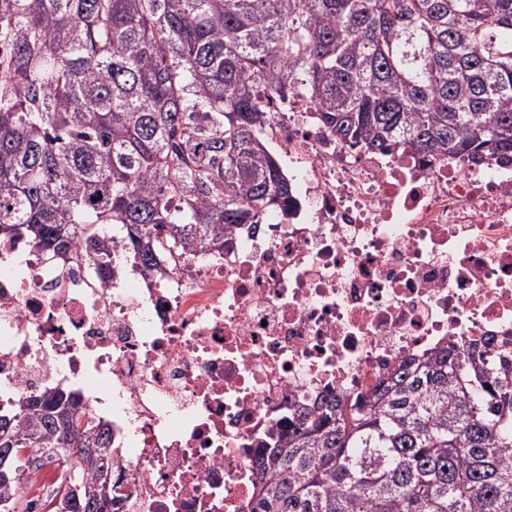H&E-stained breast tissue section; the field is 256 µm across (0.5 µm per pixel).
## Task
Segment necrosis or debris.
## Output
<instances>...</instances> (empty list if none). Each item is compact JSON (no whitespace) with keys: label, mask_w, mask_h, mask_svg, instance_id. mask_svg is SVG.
Wrapping results in <instances>:
<instances>
[{"label":"necrosis or debris","mask_w":512,"mask_h":512,"mask_svg":"<svg viewBox=\"0 0 512 512\" xmlns=\"http://www.w3.org/2000/svg\"><path fill=\"white\" fill-rule=\"evenodd\" d=\"M293 193L220 252L147 269L0 239V415L79 394L117 458L112 512H245L271 438L410 358L512 337V166L354 147L305 91L260 101Z\"/></svg>","instance_id":"1"}]
</instances>
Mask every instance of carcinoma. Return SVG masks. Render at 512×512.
Listing matches in <instances>:
<instances>
[{
	"instance_id": "carcinoma-1",
	"label": "carcinoma",
	"mask_w": 512,
	"mask_h": 512,
	"mask_svg": "<svg viewBox=\"0 0 512 512\" xmlns=\"http://www.w3.org/2000/svg\"><path fill=\"white\" fill-rule=\"evenodd\" d=\"M307 90L352 146L512 162V0H0V236L47 254L118 224L145 267L224 248L291 194L259 100ZM112 512L106 425L46 394L0 416V512ZM248 512H512V339L410 359L271 442ZM35 481L44 484H61L65 480V472L62 467L53 460L46 461L39 469L31 474H27L17 488L18 495H26L31 477Z\"/></svg>"
}]
</instances>
